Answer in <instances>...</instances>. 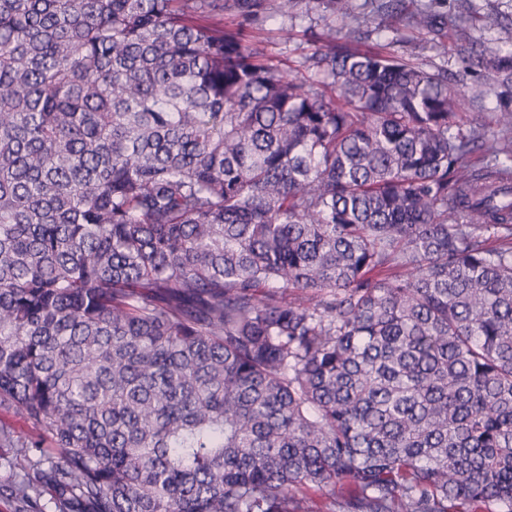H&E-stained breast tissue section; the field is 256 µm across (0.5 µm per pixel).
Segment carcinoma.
<instances>
[{"label":"carcinoma","mask_w":512,"mask_h":512,"mask_svg":"<svg viewBox=\"0 0 512 512\" xmlns=\"http://www.w3.org/2000/svg\"><path fill=\"white\" fill-rule=\"evenodd\" d=\"M304 5L310 82L224 24ZM406 20L496 135L354 0H0L13 512H512V21ZM355 3L361 12L370 17V21L361 27L366 44H388V48L395 54L411 58L428 70H447L448 77L463 70L465 64L453 50L450 41L446 50L437 48L435 43L438 40L433 34L426 31L417 33L406 28L405 14L385 16L380 20L375 11L381 0H355ZM0 427L10 430L21 441H27L33 433L31 423L13 409L0 408Z\"/></svg>","instance_id":"cac0c4a2"}]
</instances>
